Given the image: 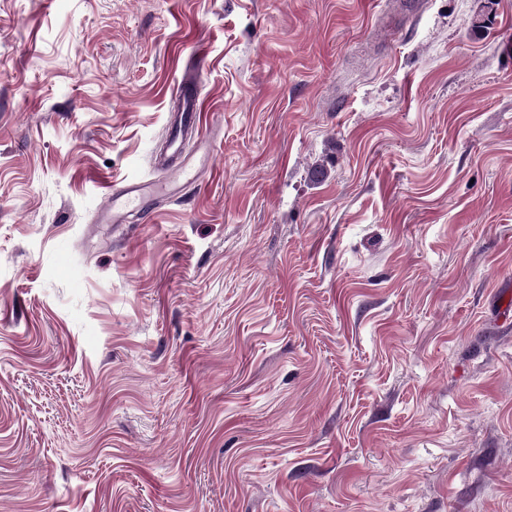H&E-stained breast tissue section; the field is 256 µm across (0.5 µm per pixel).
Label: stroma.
Listing matches in <instances>:
<instances>
[{"label":"stroma","mask_w":512,"mask_h":512,"mask_svg":"<svg viewBox=\"0 0 512 512\" xmlns=\"http://www.w3.org/2000/svg\"><path fill=\"white\" fill-rule=\"evenodd\" d=\"M484 3L0 0V512H512ZM199 42L212 179L99 223Z\"/></svg>","instance_id":"obj_1"}]
</instances>
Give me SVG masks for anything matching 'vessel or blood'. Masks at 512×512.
<instances>
[{
	"mask_svg": "<svg viewBox=\"0 0 512 512\" xmlns=\"http://www.w3.org/2000/svg\"><path fill=\"white\" fill-rule=\"evenodd\" d=\"M175 96L180 104V110L175 114L168 132L170 154L164 162L165 179L170 192L173 193L177 192L186 180L197 181L201 186L207 184V175L211 168L210 156H203L200 167L195 168L182 158L180 151L185 128H202L207 120L204 101L194 83L191 82L177 85ZM146 190L145 184L132 183L120 191L108 192L106 203L100 212L102 223L122 224L126 221L129 209H145L143 196Z\"/></svg>",
	"mask_w": 512,
	"mask_h": 512,
	"instance_id": "b4317fda",
	"label": "vessel or blood"
}]
</instances>
